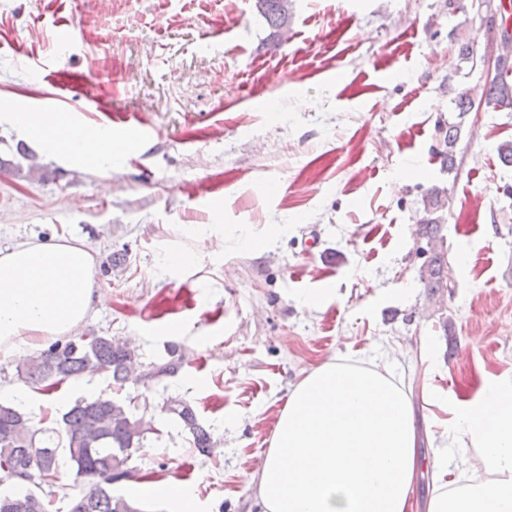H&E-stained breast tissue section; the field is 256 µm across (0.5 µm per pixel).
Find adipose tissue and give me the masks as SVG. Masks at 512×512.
<instances>
[{
	"label": "adipose tissue",
	"instance_id": "adipose-tissue-1",
	"mask_svg": "<svg viewBox=\"0 0 512 512\" xmlns=\"http://www.w3.org/2000/svg\"><path fill=\"white\" fill-rule=\"evenodd\" d=\"M16 124L55 151L102 165L112 144L61 112L16 109ZM93 259L66 241L25 240L0 250V350L71 333L89 315ZM454 416L442 443L429 512H512V378L491 377L471 399L433 391ZM477 465L449 478L450 460ZM421 465L417 423L390 372L347 357L314 366L294 386L255 470L259 512H412Z\"/></svg>",
	"mask_w": 512,
	"mask_h": 512
}]
</instances>
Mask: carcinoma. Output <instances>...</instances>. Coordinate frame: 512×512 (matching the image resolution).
<instances>
[{"label": "carcinoma", "instance_id": "1", "mask_svg": "<svg viewBox=\"0 0 512 512\" xmlns=\"http://www.w3.org/2000/svg\"><path fill=\"white\" fill-rule=\"evenodd\" d=\"M257 10L271 29L270 40L278 44L281 31L288 26V0H257ZM511 72L512 67L506 65L491 80L487 103L497 111L512 112V83L507 81ZM454 104L458 121L444 120L439 124L443 138L437 154L448 172L454 167L453 148L461 135V119L473 109L472 99L465 91L458 93ZM419 204L423 213L420 232L432 246L431 259L420 271V281L435 295L448 288L444 276L447 257L437 246L443 241L448 188L426 189ZM135 357V350L120 339L94 334L55 342L38 355L15 364L20 381L36 392L48 393L68 380L101 373L122 386L131 379ZM166 411L189 430L199 453H211V436L188 403L172 398L167 401ZM52 432L56 437L38 438L41 430L34 427L27 414L14 405L0 403V471L8 479L27 469L38 475L29 487L0 491V512H49L55 491L40 475L58 471L61 450L75 464L76 478L84 483V491L70 498L68 512H143L112 493V485L137 478L129 461L141 448L146 432L142 420L132 418L123 403L110 397L79 400L62 415Z\"/></svg>", "mask_w": 512, "mask_h": 512}]
</instances>
